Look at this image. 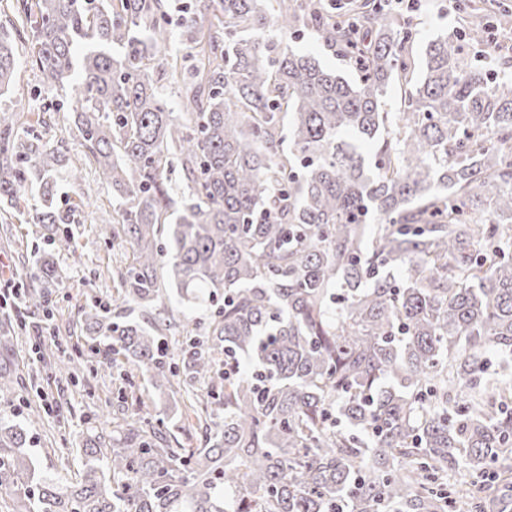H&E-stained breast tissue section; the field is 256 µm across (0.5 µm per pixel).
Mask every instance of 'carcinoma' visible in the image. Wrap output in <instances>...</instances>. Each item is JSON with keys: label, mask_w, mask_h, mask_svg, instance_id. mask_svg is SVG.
I'll return each instance as SVG.
<instances>
[{"label": "carcinoma", "mask_w": 512, "mask_h": 512, "mask_svg": "<svg viewBox=\"0 0 512 512\" xmlns=\"http://www.w3.org/2000/svg\"><path fill=\"white\" fill-rule=\"evenodd\" d=\"M194 0L179 41L195 60L187 111L150 63L172 32L165 0H16L0 19V97L15 82L16 22L50 89L78 80L74 129L130 250L112 316L84 311L114 367L147 377L139 426L92 428L75 484L33 473L25 425L0 419L10 512H512V391L484 380L512 358V59L499 76L470 50V24L431 40L420 75L411 20L382 0ZM215 10L207 29L195 14ZM312 29L351 62L350 82L288 38ZM399 109L387 112V97ZM19 98L0 108V198L52 224L74 256L76 207L59 180L81 171L44 140ZM178 171L185 192L171 193ZM59 272L34 249L23 302L48 309ZM163 288L209 313L160 341L130 312ZM86 366L75 347L54 374ZM169 388L199 446L164 432ZM465 467L467 490L448 483Z\"/></svg>", "instance_id": "carcinoma-1"}]
</instances>
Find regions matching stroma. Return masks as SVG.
I'll return each mask as SVG.
<instances>
[{
    "label": "stroma",
    "instance_id": "1",
    "mask_svg": "<svg viewBox=\"0 0 512 512\" xmlns=\"http://www.w3.org/2000/svg\"><path fill=\"white\" fill-rule=\"evenodd\" d=\"M484 22L490 27L487 43L472 50V63L481 70L492 68L504 39L512 40V23L501 25L503 11L512 12V0H475ZM418 25V37L409 54L421 60L429 41L459 29L463 15L455 0H414L407 10ZM64 201L77 204L80 234L76 255L59 257L61 279L52 294L50 314L29 313L27 331L15 337L11 350H0V363L9 365L17 380L10 390L0 392V416L22 420L29 408L40 409L43 421L28 432L36 477H54L76 482L81 472L79 450L88 430L99 416L121 423L135 413L140 390L128 386L104 364L106 345L87 347L85 308L97 304L112 307L117 290L113 273L127 266L130 253L106 245L98 234L100 225L115 222L112 192L102 185L92 165H84L80 185L62 184ZM90 195V206H80L82 195ZM47 228L25 223L15 212L0 213V278L25 279L26 261L35 246L43 244ZM86 348L89 368L75 384L47 378L45 365L36 354L45 348L56 356L71 352L76 345Z\"/></svg>",
    "mask_w": 512,
    "mask_h": 512
}]
</instances>
